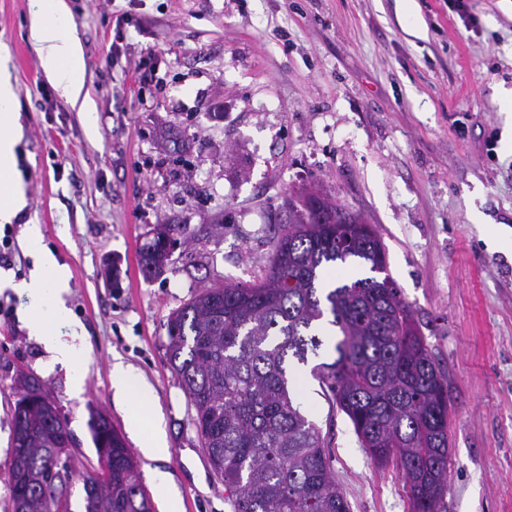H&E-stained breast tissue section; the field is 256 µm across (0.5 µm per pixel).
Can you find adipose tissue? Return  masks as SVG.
Returning a JSON list of instances; mask_svg holds the SVG:
<instances>
[{
  "instance_id": "adipose-tissue-1",
  "label": "adipose tissue",
  "mask_w": 512,
  "mask_h": 512,
  "mask_svg": "<svg viewBox=\"0 0 512 512\" xmlns=\"http://www.w3.org/2000/svg\"><path fill=\"white\" fill-rule=\"evenodd\" d=\"M34 25L31 37L38 48L42 68L57 88L72 101H78L83 88L84 58L72 36L68 16L61 0H34ZM17 90L6 66H0V223L12 219L27 204L22 181L16 175L14 109ZM69 274L47 251L27 280L16 283L17 293L32 301L29 328L45 347L52 362L68 366L74 390L84 385V360L87 346L80 326L73 321L63 300ZM112 388L119 400H133L135 409L128 417L127 429L142 455L150 460L168 455L169 448L160 429L146 430L144 416L151 409L153 394L139 375L123 362L112 365Z\"/></svg>"
}]
</instances>
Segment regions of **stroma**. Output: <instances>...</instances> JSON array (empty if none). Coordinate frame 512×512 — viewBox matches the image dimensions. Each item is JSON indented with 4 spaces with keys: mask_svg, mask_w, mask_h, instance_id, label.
<instances>
[{
    "mask_svg": "<svg viewBox=\"0 0 512 512\" xmlns=\"http://www.w3.org/2000/svg\"><path fill=\"white\" fill-rule=\"evenodd\" d=\"M63 0L85 60L96 133L43 72L33 0H0V54L18 91L16 169L28 204L0 238V512L23 375L39 377L75 438L72 512L97 464L88 422L119 432L112 365L150 386L181 512H233L166 357L169 316L202 285L267 271L290 192L323 189L372 224L387 269L448 391L451 465L440 512H512V0ZM37 225L40 249L27 244ZM159 224L187 244L167 272L139 253ZM69 271L64 296L84 329L74 391L28 333V277L40 250ZM292 390L320 429L350 512H412L395 464L377 466L312 374Z\"/></svg>",
    "mask_w": 512,
    "mask_h": 512,
    "instance_id": "35a3bbf8",
    "label": "stroma"
}]
</instances>
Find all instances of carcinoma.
Returning <instances> with one entry per match:
<instances>
[{
    "label": "carcinoma",
    "instance_id": "carcinoma-1",
    "mask_svg": "<svg viewBox=\"0 0 512 512\" xmlns=\"http://www.w3.org/2000/svg\"><path fill=\"white\" fill-rule=\"evenodd\" d=\"M323 191L288 197L266 275L249 286L204 285L167 322V359L194 410L211 464L233 512H349L332 456L318 428L290 395V363L319 356L329 335L334 358L315 367L332 405L349 418L380 465L396 462L412 512H438L448 489V393L423 336L400 335L412 318L386 273V250L369 224ZM180 224L158 230L141 254L142 270L161 275ZM357 258L373 275L345 281L335 263ZM44 392L29 377L12 414L8 468L13 512H53L73 469L55 449L73 435L42 407L24 404ZM94 448L107 438V417L91 416ZM122 435L112 433V487L93 511L151 512Z\"/></svg>",
    "mask_w": 512,
    "mask_h": 512
}]
</instances>
